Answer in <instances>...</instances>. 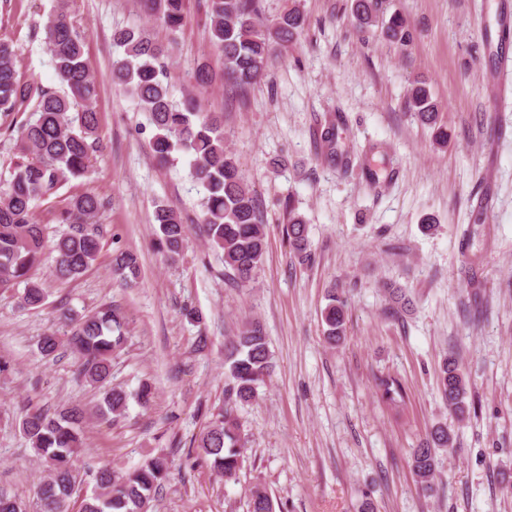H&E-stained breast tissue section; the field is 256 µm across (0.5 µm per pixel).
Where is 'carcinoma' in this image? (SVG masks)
I'll use <instances>...</instances> for the list:
<instances>
[{"label":"carcinoma","mask_w":512,"mask_h":512,"mask_svg":"<svg viewBox=\"0 0 512 512\" xmlns=\"http://www.w3.org/2000/svg\"><path fill=\"white\" fill-rule=\"evenodd\" d=\"M206 2L211 47L224 65L226 81L236 87L257 84L305 27L299 0H287L272 20L263 16L260 0ZM69 3L57 0L43 26L51 65L68 92L24 76L13 43L0 40V118L8 120L7 128L17 131L9 178L0 182V288L25 284L21 302L35 309L47 298L44 288L34 281L45 249L44 225L38 223L34 212L36 203L58 196L70 179L85 176L99 151L97 112L92 107L97 90L85 59V37L73 24ZM384 3L352 0L351 13L360 26L379 27L387 38L408 45L404 17L398 12L386 15ZM141 5L146 15L172 34L185 24L187 0H141ZM112 45L121 53L112 64V82L149 114L154 127L150 138L153 156L160 162L169 161L175 152L190 157V174L206 191L202 216L206 239L222 251L224 270L231 280L251 282L267 252L266 232L252 190L224 140L223 118L205 111L196 97L187 98L181 107L171 101L164 62L169 49L154 42L147 27L113 30ZM407 98L421 122L433 129L435 143L446 145L448 128L440 124L441 107L427 86L411 84ZM320 148L330 158L336 155V123L332 120L320 135ZM102 208L97 195L84 192L72 197L56 215L57 221L68 225L51 246L52 273L57 280L76 279L96 264L102 250L97 224ZM154 220L157 250L171 261L178 260L187 245L178 210L160 199L155 203ZM286 231L295 254L307 260L310 242L304 217L288 210ZM139 270L135 253L120 247L113 250L114 278L131 285ZM57 320L62 331L40 337V354L53 358L61 347H68L80 360L77 380L102 390L99 412L123 415L128 393L111 382L112 353L125 343V316L120 306L105 305L81 314L62 307ZM323 322L327 343L334 345L344 339L345 304L334 288ZM271 368L272 355L261 325L255 321L244 324L224 347L229 407L201 433L197 443L201 456L227 481L236 478L246 451L233 406L251 402ZM438 390L457 418L469 415L470 389L455 359L444 360ZM85 421V411L76 406L53 413L37 406L26 408L20 430L46 473L36 491L39 512H69L68 500L78 481L74 461L86 447ZM454 443L453 434L439 425L411 449V470L418 482L431 483L438 450ZM171 468L172 462L164 454L149 456L123 474L103 468L95 475L94 490L83 500L80 512H149ZM250 512H273L272 499L259 483L250 489Z\"/></svg>","instance_id":"cac0c4a2"}]
</instances>
